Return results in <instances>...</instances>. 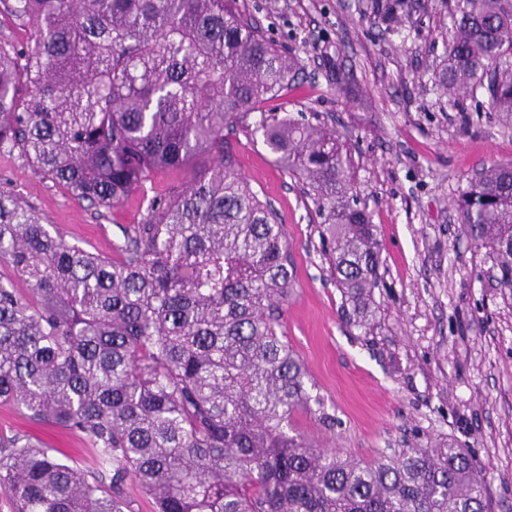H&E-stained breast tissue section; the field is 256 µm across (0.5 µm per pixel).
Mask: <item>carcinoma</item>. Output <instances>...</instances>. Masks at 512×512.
Segmentation results:
<instances>
[{"mask_svg":"<svg viewBox=\"0 0 512 512\" xmlns=\"http://www.w3.org/2000/svg\"><path fill=\"white\" fill-rule=\"evenodd\" d=\"M33 27L0 43V151H18L75 199L111 208L157 171L206 157L152 196L112 254L49 229L0 189V405L75 431L103 470L88 479L42 442L0 440V492L15 512H123L139 484L155 512H488L471 456L450 443L372 461L296 428L336 427L284 341L293 280L277 210L238 170L231 141L261 136L314 192L319 236L346 324L375 326L380 244L350 202L353 159L336 131L263 111L298 59L245 0H0ZM395 31L407 0H374ZM453 35L432 75L444 93L488 94L512 118V0H453ZM24 61H19V58ZM464 233L512 291V161L472 179Z\"/></svg>","mask_w":512,"mask_h":512,"instance_id":"carcinoma-1","label":"carcinoma"}]
</instances>
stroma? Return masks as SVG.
<instances>
[{
	"instance_id": "stroma-1",
	"label": "stroma",
	"mask_w": 512,
	"mask_h": 512,
	"mask_svg": "<svg viewBox=\"0 0 512 512\" xmlns=\"http://www.w3.org/2000/svg\"><path fill=\"white\" fill-rule=\"evenodd\" d=\"M266 34L302 71L269 110L334 128L354 159L353 195L381 245L372 335L339 315L341 295L321 251L324 217L301 180L260 139L239 137L240 172L278 210L294 263L286 341L336 415L327 433L309 415L297 428L325 447L370 461L392 448L451 441L481 466L490 512H512V294L498 288L487 249L461 230L456 201L486 165L512 160V124L484 90L443 94L430 75L452 35L448 0H413L401 32L371 0H248ZM352 75L336 84L337 66ZM22 196L67 241L111 251L146 204L134 192L91 208L0 152V187ZM26 435L63 462L94 471L77 433L0 406V437Z\"/></svg>"
}]
</instances>
